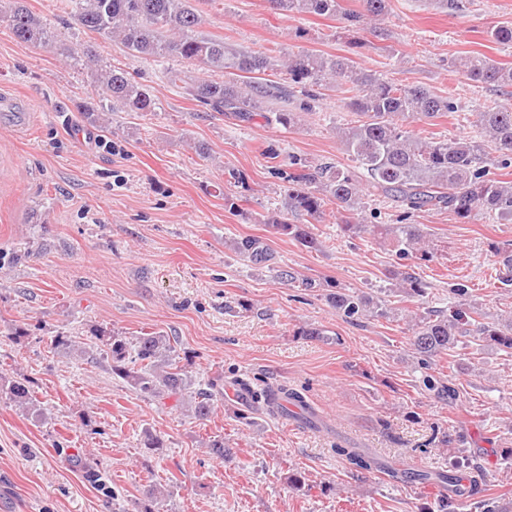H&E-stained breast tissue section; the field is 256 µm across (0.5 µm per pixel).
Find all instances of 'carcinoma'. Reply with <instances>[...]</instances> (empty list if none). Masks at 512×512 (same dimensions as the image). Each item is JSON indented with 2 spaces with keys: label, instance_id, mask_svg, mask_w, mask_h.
<instances>
[{
  "label": "carcinoma",
  "instance_id": "cac0c4a2",
  "mask_svg": "<svg viewBox=\"0 0 512 512\" xmlns=\"http://www.w3.org/2000/svg\"><path fill=\"white\" fill-rule=\"evenodd\" d=\"M364 11L342 13L340 0H270L272 8L290 16L309 13L334 17L340 13L349 22V30L365 29L370 21L384 14L387 0H363ZM74 20L85 30L103 38H117L133 57L149 56L160 62L169 57L198 65L207 71L230 76L228 80L189 78L185 72L167 67L162 78L182 91L185 97L227 112L242 121H250L264 110V103L277 96L276 86L262 82L257 74L277 65L265 52H237L224 47V40L198 31L200 11L191 0H68ZM15 38L22 43L51 46L57 33L35 15L25 0H9L5 10ZM487 35L494 43L512 45V22L491 26ZM288 78L310 92L334 77L351 93L349 107L359 120L342 131L341 142L355 163L351 168L330 163L316 167L300 165L289 176L287 209L297 215L313 217L323 207L337 201L344 210L360 207L362 193L392 196L406 206V216L422 210L446 209L466 223L478 216L512 219V182L498 178L497 171L512 166V109L486 105L476 113L483 139L424 140L407 130L411 121H431L458 111L456 102L438 96L422 85L399 84L368 73L355 61L342 56H324L307 51L288 55L282 62ZM462 72L472 81L512 86V67L485 54L470 52L461 59ZM101 100L127 112H154L157 102L149 89L136 81L126 69L111 65L104 71H92ZM498 153L494 169L484 164L487 148ZM279 228L293 235L301 244L311 246L315 239L308 228L279 222ZM423 231L416 224H403L396 234L397 252L427 260L430 250L420 246ZM409 298L425 294V284L409 271L396 273ZM332 303L347 319H357L372 312L371 300L338 294ZM467 312L458 307L447 315L442 310H427L416 315L412 325L411 347L419 366L426 370L423 385L435 387L436 380L427 373L435 358L455 348L459 338L471 333ZM482 339L512 350V321L500 326L482 324ZM104 348L111 361L112 373L133 390L146 397H162L190 391L188 408L199 419L212 412L213 393L209 387H195L196 380L186 367L179 365V354L171 337L162 332L146 333L130 358L126 337L115 331L97 329L92 334L86 354ZM9 399L28 405L33 402L25 380L11 382L6 388ZM85 480L101 484V474L89 459L79 455L69 460ZM475 469L472 459L458 456L448 462L447 481L458 473ZM472 512H512V500L483 498L472 504Z\"/></svg>",
  "mask_w": 512,
  "mask_h": 512
}]
</instances>
